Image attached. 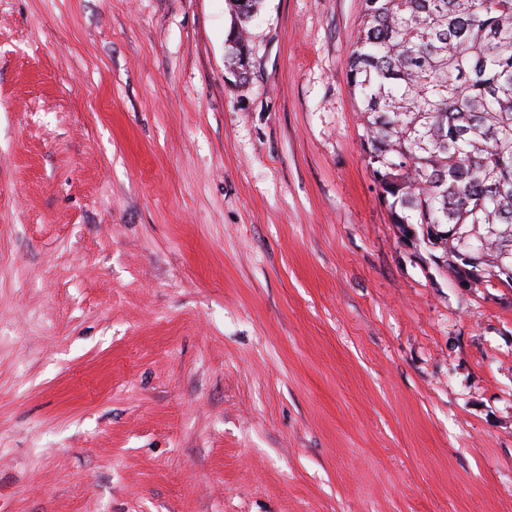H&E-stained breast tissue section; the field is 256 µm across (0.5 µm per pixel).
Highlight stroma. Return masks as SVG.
Instances as JSON below:
<instances>
[{"mask_svg":"<svg viewBox=\"0 0 512 512\" xmlns=\"http://www.w3.org/2000/svg\"><path fill=\"white\" fill-rule=\"evenodd\" d=\"M361 0H0V512H512V289L392 224ZM262 0H228L232 24L226 39V56L229 68L239 77L248 73L252 49L248 24L257 15Z\"/></svg>","mask_w":512,"mask_h":512,"instance_id":"1","label":"stroma"}]
</instances>
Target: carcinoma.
Returning a JSON list of instances; mask_svg holds the SVG:
<instances>
[{
	"label": "carcinoma",
	"instance_id": "obj_1",
	"mask_svg": "<svg viewBox=\"0 0 512 512\" xmlns=\"http://www.w3.org/2000/svg\"><path fill=\"white\" fill-rule=\"evenodd\" d=\"M261 2L228 0L240 77ZM347 67L391 223L448 232L426 233L445 266L474 255L512 288V0H362Z\"/></svg>",
	"mask_w": 512,
	"mask_h": 512
}]
</instances>
